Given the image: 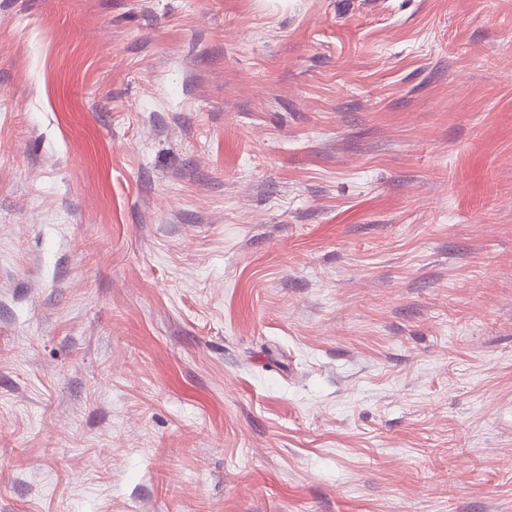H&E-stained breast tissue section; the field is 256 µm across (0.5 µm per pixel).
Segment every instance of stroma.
Returning a JSON list of instances; mask_svg holds the SVG:
<instances>
[{
  "mask_svg": "<svg viewBox=\"0 0 512 512\" xmlns=\"http://www.w3.org/2000/svg\"><path fill=\"white\" fill-rule=\"evenodd\" d=\"M0 512H512V0H0Z\"/></svg>",
  "mask_w": 512,
  "mask_h": 512,
  "instance_id": "35a3bbf8",
  "label": "stroma"
}]
</instances>
